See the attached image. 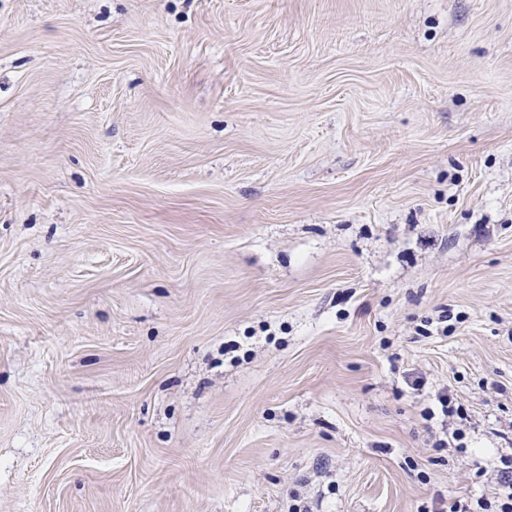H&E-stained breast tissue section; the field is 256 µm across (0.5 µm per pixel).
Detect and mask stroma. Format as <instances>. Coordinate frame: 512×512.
<instances>
[{"label":"stroma","instance_id":"1","mask_svg":"<svg viewBox=\"0 0 512 512\" xmlns=\"http://www.w3.org/2000/svg\"><path fill=\"white\" fill-rule=\"evenodd\" d=\"M511 454L512 0H0V512H419Z\"/></svg>","mask_w":512,"mask_h":512}]
</instances>
